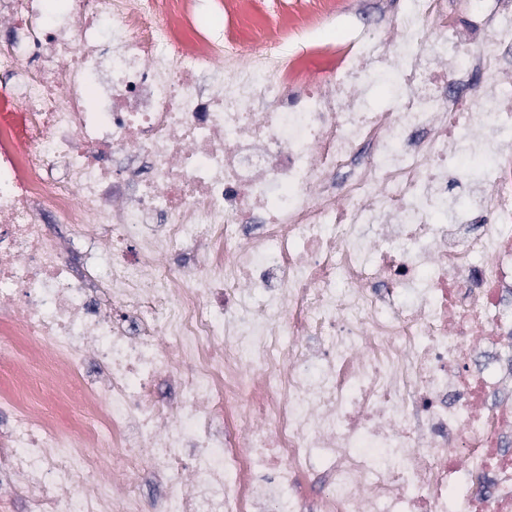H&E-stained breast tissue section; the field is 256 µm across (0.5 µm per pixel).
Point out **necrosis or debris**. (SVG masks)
Returning <instances> with one entry per match:
<instances>
[{
	"label": "necrosis or debris",
	"instance_id": "1",
	"mask_svg": "<svg viewBox=\"0 0 512 512\" xmlns=\"http://www.w3.org/2000/svg\"><path fill=\"white\" fill-rule=\"evenodd\" d=\"M255 2L0 0V512H512V0ZM349 13L325 25L320 36L328 42H343L356 35L367 36L376 25L394 19L406 0H349ZM197 25L202 30L216 37L222 36L226 32L224 13L218 10L200 12L197 18Z\"/></svg>",
	"mask_w": 512,
	"mask_h": 512
}]
</instances>
